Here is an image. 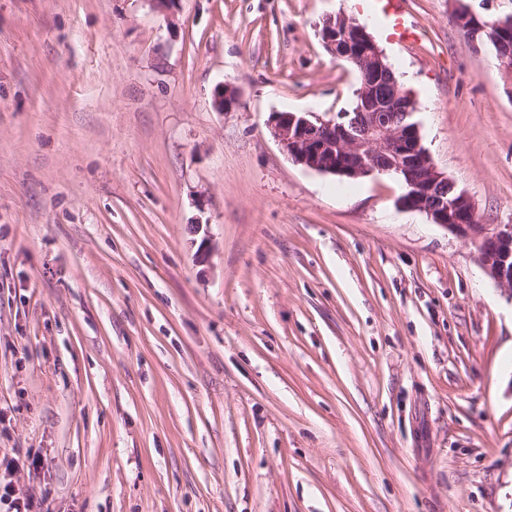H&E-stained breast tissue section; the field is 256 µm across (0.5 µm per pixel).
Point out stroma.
I'll return each instance as SVG.
<instances>
[{
	"label": "stroma",
	"instance_id": "stroma-1",
	"mask_svg": "<svg viewBox=\"0 0 512 512\" xmlns=\"http://www.w3.org/2000/svg\"><path fill=\"white\" fill-rule=\"evenodd\" d=\"M374 2L0 0V483L32 512H512V299L400 181L267 126L350 110L318 27L378 36ZM400 8L424 147L512 224V70L455 22L512 0Z\"/></svg>",
	"mask_w": 512,
	"mask_h": 512
}]
</instances>
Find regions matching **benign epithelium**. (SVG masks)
<instances>
[{"label": "benign epithelium", "mask_w": 512, "mask_h": 512, "mask_svg": "<svg viewBox=\"0 0 512 512\" xmlns=\"http://www.w3.org/2000/svg\"><path fill=\"white\" fill-rule=\"evenodd\" d=\"M456 21L471 40L493 44L501 66L512 68V16L483 21L462 11ZM318 34L332 56L355 64L361 73L355 112H339L332 119L309 112L271 113L268 127L281 150L321 173L349 179L375 173L398 177L406 187L399 205L424 212L474 244L487 275L512 298V224L478 223L473 201L436 167L413 121L414 100L364 25L340 12L323 19ZM236 100V91L227 85L215 92L221 111Z\"/></svg>", "instance_id": "obj_1"}]
</instances>
